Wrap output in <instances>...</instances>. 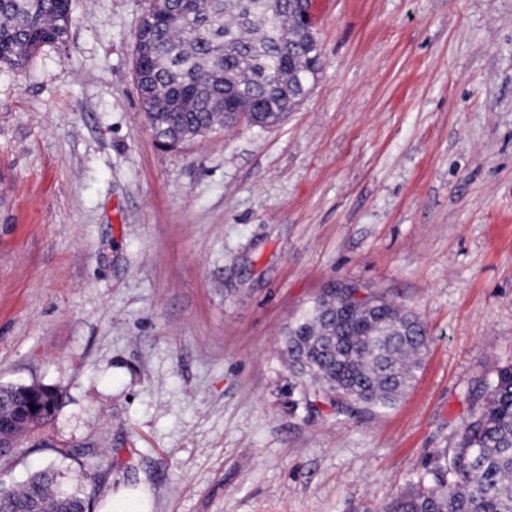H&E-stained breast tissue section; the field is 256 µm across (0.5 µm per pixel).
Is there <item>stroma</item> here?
<instances>
[{
	"label": "stroma",
	"mask_w": 512,
	"mask_h": 512,
	"mask_svg": "<svg viewBox=\"0 0 512 512\" xmlns=\"http://www.w3.org/2000/svg\"><path fill=\"white\" fill-rule=\"evenodd\" d=\"M150 0H72L63 46L0 67V385L61 393L11 487L77 452L94 504L383 512L512 363V0H313L321 64L278 125L157 144ZM417 314L394 407L301 386L280 350L331 286Z\"/></svg>",
	"instance_id": "obj_1"
}]
</instances>
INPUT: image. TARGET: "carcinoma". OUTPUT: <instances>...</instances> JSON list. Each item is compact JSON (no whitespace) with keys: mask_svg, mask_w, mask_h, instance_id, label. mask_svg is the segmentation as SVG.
Here are the masks:
<instances>
[{"mask_svg":"<svg viewBox=\"0 0 512 512\" xmlns=\"http://www.w3.org/2000/svg\"><path fill=\"white\" fill-rule=\"evenodd\" d=\"M72 0H0V65L25 66L45 45L63 44L72 23ZM169 17L139 29L134 67L143 111L156 140L175 145L226 127L217 96L236 89L253 110L254 126L277 125L276 83L302 97L320 69L321 56L297 40L299 22L289 0H152ZM427 334L413 314L379 298L327 289L288 326L282 351L294 376L331 403L389 407L414 381ZM29 396L0 386V414L14 403L36 407L32 423L15 437L12 456L24 453L21 437L47 426L60 407L54 387L33 384ZM472 410L462 440L401 492L384 512H512V365L492 383L467 394ZM58 461L19 487L0 488V512H90L82 488L60 491L64 462L73 452L54 449Z\"/></svg>","mask_w":512,"mask_h":512,"instance_id":"carcinoma-1","label":"carcinoma"}]
</instances>
